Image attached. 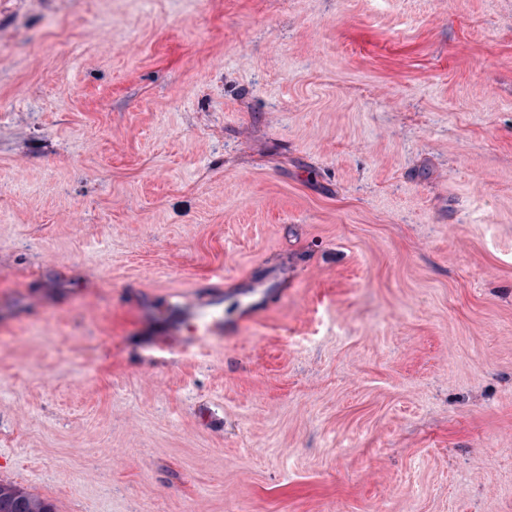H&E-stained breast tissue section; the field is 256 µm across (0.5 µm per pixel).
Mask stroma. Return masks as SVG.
I'll return each mask as SVG.
<instances>
[{
  "mask_svg": "<svg viewBox=\"0 0 512 512\" xmlns=\"http://www.w3.org/2000/svg\"><path fill=\"white\" fill-rule=\"evenodd\" d=\"M0 484L512 512V0H0Z\"/></svg>",
  "mask_w": 512,
  "mask_h": 512,
  "instance_id": "stroma-1",
  "label": "stroma"
}]
</instances>
